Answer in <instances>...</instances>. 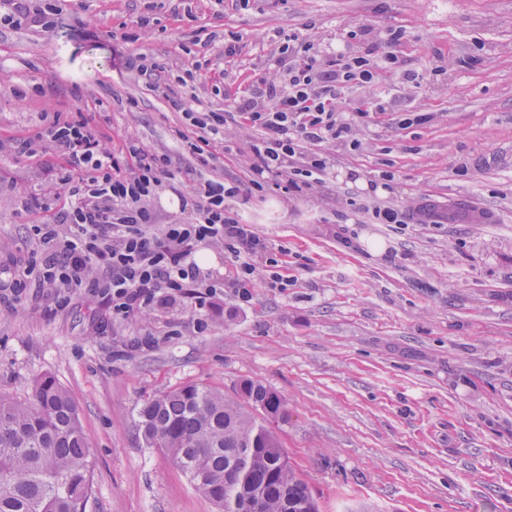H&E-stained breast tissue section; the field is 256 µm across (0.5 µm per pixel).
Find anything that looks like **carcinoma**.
I'll use <instances>...</instances> for the list:
<instances>
[{"label":"carcinoma","mask_w":512,"mask_h":512,"mask_svg":"<svg viewBox=\"0 0 512 512\" xmlns=\"http://www.w3.org/2000/svg\"><path fill=\"white\" fill-rule=\"evenodd\" d=\"M243 395L184 384L145 399L137 427L151 448L167 453L218 512H243L247 490L224 479L230 468L250 477L264 512H319L308 484L288 462L276 425L284 400L259 381ZM89 443L77 404L51 376L31 396H0V512H86L92 483Z\"/></svg>","instance_id":"carcinoma-1"}]
</instances>
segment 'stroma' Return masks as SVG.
I'll use <instances>...</instances> for the list:
<instances>
[{
  "label": "stroma",
  "mask_w": 512,
  "mask_h": 512,
  "mask_svg": "<svg viewBox=\"0 0 512 512\" xmlns=\"http://www.w3.org/2000/svg\"><path fill=\"white\" fill-rule=\"evenodd\" d=\"M358 26L368 39H347ZM279 29L345 53L400 30L402 66L380 71L378 89L433 115L400 130L394 112L372 111L375 91L348 89L344 106L364 113L358 149L323 145L321 186L242 205L287 287L259 278L245 299L228 288L200 309L172 297L128 320L82 291L57 307L33 275L15 298L10 272L54 251L30 235L52 210L21 206L61 164L37 138L48 118L86 120L116 154L130 138L174 153L176 188L152 200L169 223L196 162L175 152L192 126L164 91L224 109L261 77ZM234 37L239 54L215 57ZM132 53L168 69L148 81L126 66ZM32 136L34 153L14 157L10 141ZM254 136L229 125L208 177L247 180ZM427 200L447 223L372 217ZM45 374L80 410L87 512H216L146 447L137 410L175 386L233 397L246 380L286 401L278 434L320 512H512V0H74L51 28L0 27V394L27 397Z\"/></svg>",
  "instance_id": "1"
}]
</instances>
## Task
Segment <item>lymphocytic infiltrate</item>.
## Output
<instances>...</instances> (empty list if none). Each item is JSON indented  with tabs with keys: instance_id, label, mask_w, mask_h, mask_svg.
Instances as JSON below:
<instances>
[{
	"instance_id": "1",
	"label": "lymphocytic infiltrate",
	"mask_w": 512,
	"mask_h": 512,
	"mask_svg": "<svg viewBox=\"0 0 512 512\" xmlns=\"http://www.w3.org/2000/svg\"><path fill=\"white\" fill-rule=\"evenodd\" d=\"M272 39L277 45L272 66L285 73V80L259 79L236 106L260 133L251 146V176L245 183L198 179L193 196L179 199V209L189 212V220L157 225L147 203L163 184L176 179L170 156L152 153L134 140L120 154H112L82 120L56 119L46 127L66 163L58 177L66 201L54 223L34 225L33 233L41 242L61 243L59 257L39 270L57 306H65L73 292L83 289L105 300L113 317L125 320L160 302L164 289L193 299L200 308L211 305L228 286L248 297L257 271L255 257L271 256L272 250L244 222L239 205L269 188L290 193L321 185L329 161L318 153L299 157L300 143L357 148L356 122L342 108L344 89L354 83L374 84L379 68L400 65L390 51L375 62L366 54H318L295 31H275ZM168 102L193 116L196 136L181 133L177 139L190 149L199 168L208 167L227 115L212 110L198 119L193 105L181 96L169 95ZM60 224L71 231L62 241L56 230ZM219 243L231 247L240 260L236 277L227 283L209 279L195 261L199 246Z\"/></svg>"
}]
</instances>
